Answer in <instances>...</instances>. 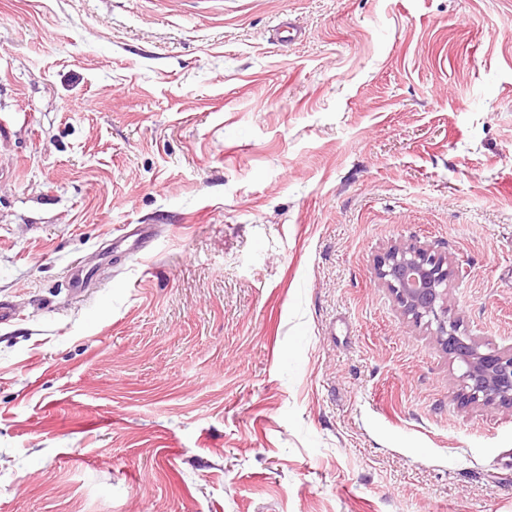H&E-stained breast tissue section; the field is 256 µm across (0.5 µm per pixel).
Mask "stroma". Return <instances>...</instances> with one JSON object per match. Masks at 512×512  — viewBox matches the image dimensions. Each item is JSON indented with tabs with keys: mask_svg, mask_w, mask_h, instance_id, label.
Here are the masks:
<instances>
[{
	"mask_svg": "<svg viewBox=\"0 0 512 512\" xmlns=\"http://www.w3.org/2000/svg\"><path fill=\"white\" fill-rule=\"evenodd\" d=\"M410 242L512 349V0H0V512H512Z\"/></svg>",
	"mask_w": 512,
	"mask_h": 512,
	"instance_id": "1",
	"label": "stroma"
}]
</instances>
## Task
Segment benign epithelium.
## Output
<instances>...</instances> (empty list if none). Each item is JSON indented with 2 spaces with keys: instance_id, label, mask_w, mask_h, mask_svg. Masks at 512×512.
<instances>
[{
  "instance_id": "benign-epithelium-1",
  "label": "benign epithelium",
  "mask_w": 512,
  "mask_h": 512,
  "mask_svg": "<svg viewBox=\"0 0 512 512\" xmlns=\"http://www.w3.org/2000/svg\"><path fill=\"white\" fill-rule=\"evenodd\" d=\"M374 270L404 314L430 329L436 343L461 363L460 406L512 408V350L480 351L474 338L461 332L460 319L449 315L448 282L461 277L462 269L445 254L410 243L390 248Z\"/></svg>"
}]
</instances>
